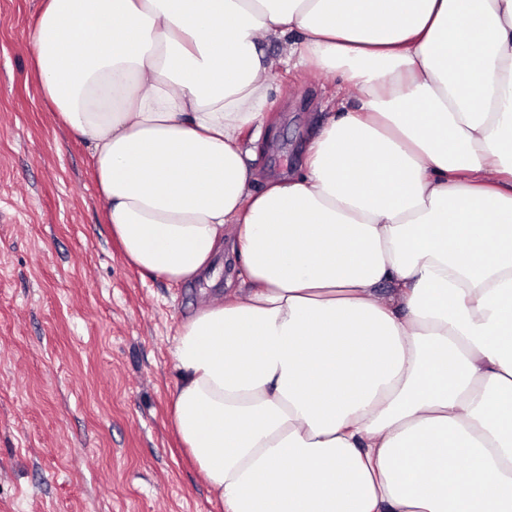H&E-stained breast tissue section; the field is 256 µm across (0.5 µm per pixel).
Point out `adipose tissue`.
<instances>
[{
	"instance_id": "adipose-tissue-1",
	"label": "adipose tissue",
	"mask_w": 512,
	"mask_h": 512,
	"mask_svg": "<svg viewBox=\"0 0 512 512\" xmlns=\"http://www.w3.org/2000/svg\"><path fill=\"white\" fill-rule=\"evenodd\" d=\"M274 43L340 95L266 177ZM33 57L129 264L238 258L173 338L222 512H512V0H43Z\"/></svg>"
}]
</instances>
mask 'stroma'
Masks as SVG:
<instances>
[{
	"instance_id": "35a3bbf8",
	"label": "stroma",
	"mask_w": 512,
	"mask_h": 512,
	"mask_svg": "<svg viewBox=\"0 0 512 512\" xmlns=\"http://www.w3.org/2000/svg\"><path fill=\"white\" fill-rule=\"evenodd\" d=\"M41 5L0 0V512H219L171 426L172 339L238 263L173 284L125 261L88 147L39 88ZM273 84L269 174L299 165L338 90L311 67Z\"/></svg>"
}]
</instances>
